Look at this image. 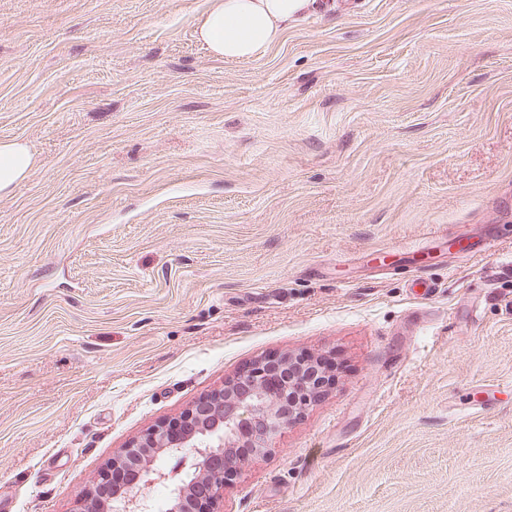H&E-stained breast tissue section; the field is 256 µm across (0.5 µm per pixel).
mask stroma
<instances>
[{
  "label": "stroma",
  "instance_id": "obj_1",
  "mask_svg": "<svg viewBox=\"0 0 512 512\" xmlns=\"http://www.w3.org/2000/svg\"><path fill=\"white\" fill-rule=\"evenodd\" d=\"M208 5L0 0L35 160L0 196V512H70L299 353L333 387L218 512H512V0H336L235 62Z\"/></svg>",
  "mask_w": 512,
  "mask_h": 512
}]
</instances>
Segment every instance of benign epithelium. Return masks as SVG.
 Listing matches in <instances>:
<instances>
[{"label": "benign epithelium", "instance_id": "1", "mask_svg": "<svg viewBox=\"0 0 512 512\" xmlns=\"http://www.w3.org/2000/svg\"><path fill=\"white\" fill-rule=\"evenodd\" d=\"M264 376L263 362L255 363L252 372L226 382L223 389L203 397L178 417L146 429L124 448L121 460L141 467V483H169V512L187 509L190 485L155 468L159 456L176 457L180 462L193 458L212 489V499L203 512H213L224 487L243 464L231 449L246 446L254 449L256 456L265 454L289 421L284 402L291 401L297 409L311 403L308 395L300 400L278 395ZM93 495L91 489L78 498L72 512H149L147 499L136 489L124 494L121 502L96 508L90 506Z\"/></svg>", "mask_w": 512, "mask_h": 512}]
</instances>
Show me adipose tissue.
Returning a JSON list of instances; mask_svg holds the SVG:
<instances>
[{
    "mask_svg": "<svg viewBox=\"0 0 512 512\" xmlns=\"http://www.w3.org/2000/svg\"><path fill=\"white\" fill-rule=\"evenodd\" d=\"M325 6V0H209L208 9L195 21L196 36L214 57L248 59L277 44L288 24ZM32 166L25 145L0 141V195L23 181Z\"/></svg>",
    "mask_w": 512,
    "mask_h": 512,
    "instance_id": "adipose-tissue-1",
    "label": "adipose tissue"
}]
</instances>
